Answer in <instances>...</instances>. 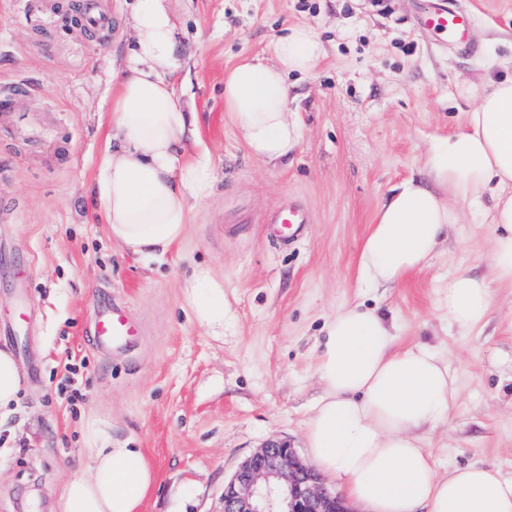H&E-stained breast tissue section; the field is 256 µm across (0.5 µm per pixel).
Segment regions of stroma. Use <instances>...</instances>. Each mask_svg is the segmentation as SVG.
Returning <instances> with one entry per match:
<instances>
[{
	"label": "stroma",
	"mask_w": 512,
	"mask_h": 512,
	"mask_svg": "<svg viewBox=\"0 0 512 512\" xmlns=\"http://www.w3.org/2000/svg\"><path fill=\"white\" fill-rule=\"evenodd\" d=\"M57 3L45 25L24 0H0V89L11 90L0 123L14 114L42 131L0 135V320L17 313L20 270L35 310L23 339L27 390L0 420V512H57L94 415L145 451L156 483L141 512H216L225 480L265 442L306 454L323 325L356 300L394 317L402 342L442 349L457 373L459 400L427 440L438 473L484 462L511 479L512 287L494 286L488 323L469 331L440 302L458 268L488 274V217L450 200L460 222L439 252L384 291L360 288L358 256L391 190L418 173L434 139L466 126L489 80L505 76L512 0H465L474 14L467 51L439 46L419 26L432 0H166L185 63L178 87L215 184L188 235L153 260L108 237L90 194L133 0H101L112 17L103 32L72 22V0ZM297 23L315 30L326 55L312 74L289 75L302 139L288 162L266 163L224 112V78L241 59L268 56ZM291 197L312 222L285 244L266 218ZM198 264L224 279L230 315L220 339L183 302ZM111 304L126 306L143 333L104 350L95 314ZM74 387L83 399L71 406Z\"/></svg>",
	"instance_id": "obj_1"
}]
</instances>
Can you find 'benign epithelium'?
<instances>
[{"mask_svg":"<svg viewBox=\"0 0 512 512\" xmlns=\"http://www.w3.org/2000/svg\"><path fill=\"white\" fill-rule=\"evenodd\" d=\"M222 512H351L295 448L265 442L224 482Z\"/></svg>","mask_w":512,"mask_h":512,"instance_id":"obj_1","label":"benign epithelium"}]
</instances>
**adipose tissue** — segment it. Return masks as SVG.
I'll return each mask as SVG.
<instances>
[{
	"instance_id": "1",
	"label": "adipose tissue",
	"mask_w": 512,
	"mask_h": 512,
	"mask_svg": "<svg viewBox=\"0 0 512 512\" xmlns=\"http://www.w3.org/2000/svg\"><path fill=\"white\" fill-rule=\"evenodd\" d=\"M133 44L115 74L112 129L93 184L95 211L109 236L133 254L166 253L185 238L196 206L213 191L207 154H190L195 114L175 88L183 68L177 28L164 0H135ZM325 53L316 33L293 26L268 59L239 61L224 80V110L249 152L284 162L301 130L289 118L288 77L311 73ZM421 180H404L376 212L363 240L359 284L388 288L436 251L457 216L459 198L480 205L492 194L493 281L455 272L448 283V318L469 330L492 303L491 282L512 285V77L490 82L468 127L436 139L426 151ZM183 300L208 335H224V281L206 264L186 279ZM315 356L322 385L305 426L317 471L338 483L361 512H512V479L470 463L438 476L424 446L458 398L447 356L424 343L404 345L399 327L377 309L351 303L323 328ZM25 377L13 353L0 348V416L13 411ZM89 466L64 483L59 512H140L155 485L143 449L113 438L96 418L83 430Z\"/></svg>"
}]
</instances>
